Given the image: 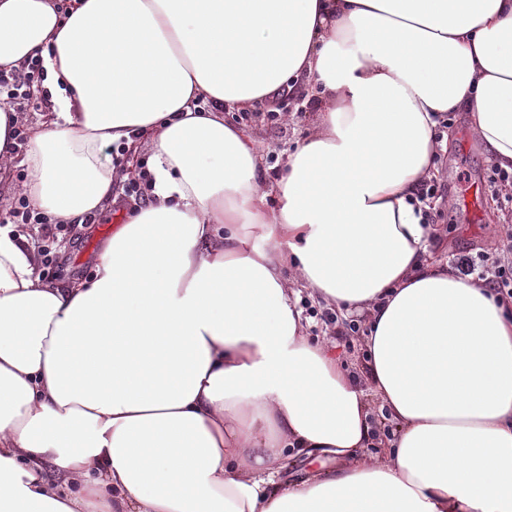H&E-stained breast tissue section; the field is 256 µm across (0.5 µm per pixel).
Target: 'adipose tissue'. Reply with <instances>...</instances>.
I'll use <instances>...</instances> for the list:
<instances>
[{
    "mask_svg": "<svg viewBox=\"0 0 512 512\" xmlns=\"http://www.w3.org/2000/svg\"><path fill=\"white\" fill-rule=\"evenodd\" d=\"M34 57L24 195L103 209L146 134L153 200L71 287L0 228V512H512V307L419 199L447 112L512 172V0H0V69ZM283 86L316 114L269 180L224 113ZM298 286L368 312V387Z\"/></svg>",
    "mask_w": 512,
    "mask_h": 512,
    "instance_id": "ef3b65f1",
    "label": "adipose tissue"
}]
</instances>
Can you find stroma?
Listing matches in <instances>:
<instances>
[{"instance_id":"obj_1","label":"stroma","mask_w":512,"mask_h":512,"mask_svg":"<svg viewBox=\"0 0 512 512\" xmlns=\"http://www.w3.org/2000/svg\"><path fill=\"white\" fill-rule=\"evenodd\" d=\"M298 104L295 93L284 92L262 104L251 117L249 126L268 165L282 162L311 128L310 113H298ZM467 125L465 114L455 112L450 123L437 127L438 132L455 133L454 145L435 180L440 195L431 211V221L439 232L438 252L446 260L459 254L495 251L505 225H512V213L503 208L504 194L492 193L483 183L490 164L469 136ZM112 198V205L98 212L95 221L70 224L59 234L54 247L60 263L46 273V280L69 286L93 275L103 243L134 210L124 201L121 189H113Z\"/></svg>"}]
</instances>
